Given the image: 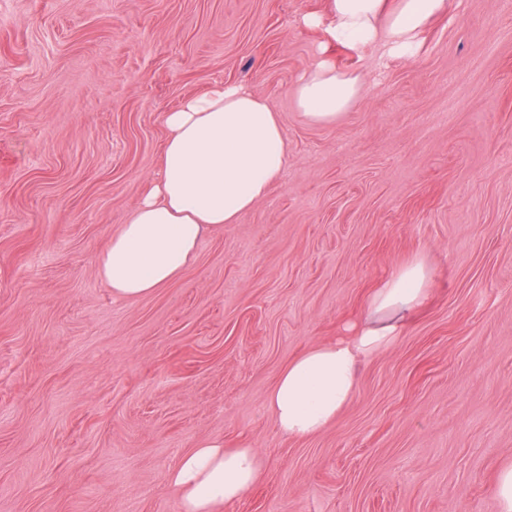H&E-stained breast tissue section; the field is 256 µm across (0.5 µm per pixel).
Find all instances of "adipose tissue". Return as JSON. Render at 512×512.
<instances>
[{
  "instance_id": "ef3b65f1",
  "label": "adipose tissue",
  "mask_w": 512,
  "mask_h": 512,
  "mask_svg": "<svg viewBox=\"0 0 512 512\" xmlns=\"http://www.w3.org/2000/svg\"><path fill=\"white\" fill-rule=\"evenodd\" d=\"M447 7V0H327L324 37L351 51L379 44L409 57ZM363 88L360 76L321 58L291 94L309 123L332 125ZM164 123L160 178L96 260L98 275L116 300L144 298L179 279L201 240L267 197L288 166L287 137L276 112L242 85L213 82L186 96ZM429 283L424 257H415L372 289L347 335L288 360L267 397L282 435L310 438L336 421L355 396L361 362L397 342L413 312L428 300ZM263 465L256 449L204 440L176 457L165 481L180 512H222L256 483Z\"/></svg>"
}]
</instances>
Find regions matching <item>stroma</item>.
Wrapping results in <instances>:
<instances>
[{"label": "stroma", "instance_id": "1", "mask_svg": "<svg viewBox=\"0 0 512 512\" xmlns=\"http://www.w3.org/2000/svg\"><path fill=\"white\" fill-rule=\"evenodd\" d=\"M325 0H0V512H178L205 439L259 451L223 512H500L512 466V0H454L413 58L325 44ZM361 75L336 124L290 89ZM216 80L277 112L288 167L155 294L96 257L159 172L164 114ZM432 294L306 440L267 410L415 256ZM360 76L343 72L328 58L312 63L291 89L297 108L314 125H333L363 92ZM493 493L500 502L501 512L512 511V467L504 469L495 480Z\"/></svg>", "mask_w": 512, "mask_h": 512}]
</instances>
